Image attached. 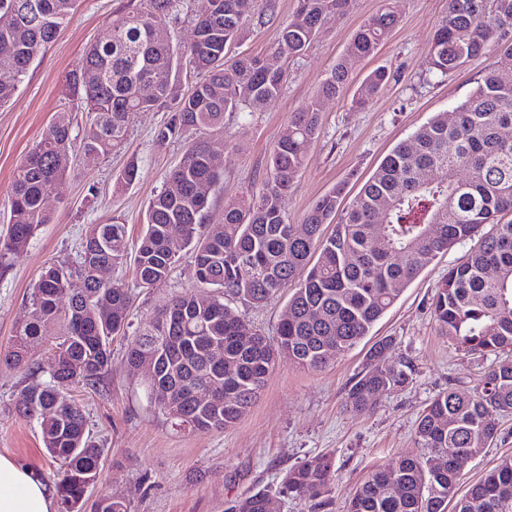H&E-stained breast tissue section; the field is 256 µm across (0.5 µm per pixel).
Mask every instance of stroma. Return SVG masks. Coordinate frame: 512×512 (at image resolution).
<instances>
[{
    "label": "stroma",
    "instance_id": "35a3bbf8",
    "mask_svg": "<svg viewBox=\"0 0 512 512\" xmlns=\"http://www.w3.org/2000/svg\"><path fill=\"white\" fill-rule=\"evenodd\" d=\"M137 3L82 0L56 40L29 67L13 98L0 106V230L10 218L13 172L55 115L67 112L77 136L92 121L69 96L68 72L89 44L107 35L112 17ZM381 4L355 0L348 14L327 16L306 54L289 60L281 95L261 111L228 112L223 128L182 132L160 143L156 135L173 114L170 108L157 107L136 114L121 152L91 160L76 155L46 198L50 223L38 229L0 276V351L27 310L41 271L52 263H74L89 225L119 218L127 226L128 243H136L150 198L164 188L169 170L193 140L205 139L224 155V177L210 192L208 223H222L227 201L259 191L270 151L291 114L315 95L354 31ZM296 6L297 0H275L273 20L250 28L240 50L268 53L278 24ZM394 6L398 25L377 55L361 66L365 73L386 67L391 79L361 112L352 111L346 98L323 100L319 135L286 200L289 223L302 224L315 200L340 181H347L349 196H356L396 145L437 113L452 111L465 100L489 64L481 58L449 77L429 74V42L448 0H395ZM131 161L139 166L137 180L117 188L116 176ZM469 249L465 243L440 255L403 289L369 336L325 367L278 364L245 417L225 430L195 432L166 420L149 399L146 370L126 361L128 337H114L111 372L96 388L72 392L84 407L88 431L104 450L101 477L91 496L123 498L131 512H228L242 494L275 490L290 467L327 452L335 461L336 478L324 512H345L355 487L378 466L421 455L415 428L433 399L451 387L470 391L490 365L488 359L458 350L433 316L438 285L449 265ZM195 285L193 259L187 254L167 282L133 288L131 320L150 315L172 295L193 291ZM287 299L283 293L260 306L230 296L225 302L251 332L272 337ZM58 333V325L47 324L42 345L31 353L39 375L0 362V454L40 469L51 484L60 465L47 454L38 423L21 417L16 407L25 385L47 379ZM384 337L393 344L389 362H408L409 378L401 389L380 396L370 412L354 413L348 406L352 380L364 366L366 351ZM506 457H512V416L501 419L497 437L467 463L461 485L478 480Z\"/></svg>",
    "mask_w": 512,
    "mask_h": 512
}]
</instances>
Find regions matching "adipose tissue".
<instances>
[{"instance_id":"1","label":"adipose tissue","mask_w":512,"mask_h":512,"mask_svg":"<svg viewBox=\"0 0 512 512\" xmlns=\"http://www.w3.org/2000/svg\"><path fill=\"white\" fill-rule=\"evenodd\" d=\"M55 497L39 471L0 455V512H54Z\"/></svg>"}]
</instances>
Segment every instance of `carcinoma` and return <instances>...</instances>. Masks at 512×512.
<instances>
[{
	"instance_id": "obj_1",
	"label": "carcinoma",
	"mask_w": 512,
	"mask_h": 512,
	"mask_svg": "<svg viewBox=\"0 0 512 512\" xmlns=\"http://www.w3.org/2000/svg\"><path fill=\"white\" fill-rule=\"evenodd\" d=\"M79 0H0V106L15 94L38 53L58 36ZM179 0H140L139 8L117 15L109 36L92 44L67 75L69 94L95 114L82 138L72 136L60 112L41 141L17 167L10 195V224L0 234V272L50 222L45 198L69 170L73 155L97 157L122 149L136 113L168 106L172 122L157 140L224 124L226 112H257L284 86L281 60L304 54L324 18L348 13L354 0H298L279 30L271 53L240 54L229 65L224 53L250 26L266 23L274 0H261L248 16L240 0H202L194 18L195 37L179 48L155 37ZM398 23L391 0L353 34L327 72L317 95L292 114L275 142L267 176L257 197L224 206V222L205 224L208 194L223 177L224 157L208 142L191 143L168 181L149 202L132 276L141 288L167 281L185 251L194 258L196 286L208 296H172L140 322L126 360L151 367L147 390L155 409L180 426L224 430L249 411L277 362L316 370L370 335L396 303L406 284L436 257L457 244L477 240L465 258L448 267L434 295L433 314L441 333L458 348L495 357L469 392L450 388L419 416L416 439L427 453L402 456L376 469L361 483L347 512H512V457L501 460L458 495V456L475 457L498 431L499 417L512 415V84L499 78L512 69V0H448L435 30L426 71L447 77L469 62L495 54L478 86L451 113L439 112L398 144L341 207L346 183L320 196L302 231L288 223L285 200L320 127L321 100L338 97L363 61L373 57ZM189 63L197 80L179 93L178 67ZM391 73H368L351 98L365 110ZM154 87L151 98L141 85ZM433 174L419 180L422 171ZM334 224L331 234L323 226ZM489 231H484L485 226ZM126 225L92 224L76 264L45 268L31 293L26 314L15 324L4 361L33 369L30 353L42 343L48 323L60 325L54 364L47 381L26 386L18 413L40 425L48 454L61 461L57 482L62 512H130L120 497L88 502L100 477L104 449L91 439L76 387H93L112 366V337L130 328L132 293L125 282L104 283L96 270L126 263ZM288 291L276 337L255 334L250 348L237 339L243 319L224 297L260 305ZM392 341L373 343L366 365L349 389L358 414L376 398L406 383L404 367L386 361ZM212 387L213 401L199 405L196 390ZM336 477L333 459L318 454L286 472L280 490L291 499L322 498L327 504ZM268 492L235 501L237 512H265ZM454 503L448 508V503Z\"/></svg>"
}]
</instances>
